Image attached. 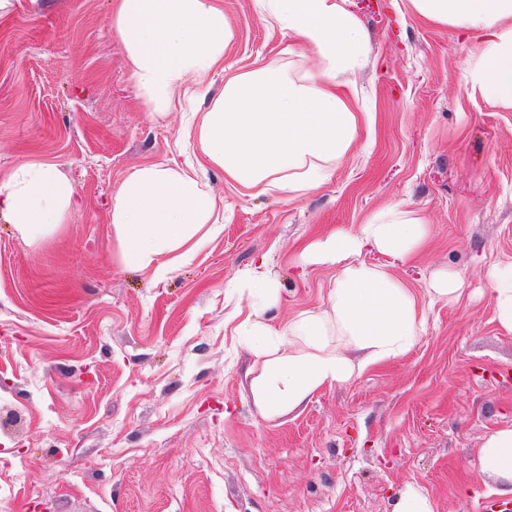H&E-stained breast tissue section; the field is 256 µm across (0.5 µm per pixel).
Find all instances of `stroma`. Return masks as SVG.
<instances>
[{
	"label": "stroma",
	"instance_id": "obj_1",
	"mask_svg": "<svg viewBox=\"0 0 512 512\" xmlns=\"http://www.w3.org/2000/svg\"><path fill=\"white\" fill-rule=\"evenodd\" d=\"M113 0H10L0 19V180L50 162L75 196L59 232L29 243L0 214V512H390L422 488L435 512H479L478 467L512 425V334L490 273L512 262V108L471 91L479 37L418 16L410 0H347L365 33L352 77L371 131L304 197L249 195L207 167L221 229L168 278L112 260V197L145 163L200 158L192 113L229 76L267 62L313 65L300 37L256 0H222L235 40L205 88L146 111L112 31ZM402 204L430 246L391 273L416 291L433 274L460 295L426 305L405 358L268 419L252 355L224 322L248 306L239 272L266 260L282 325L322 304L330 265H296L317 231H356Z\"/></svg>",
	"mask_w": 512,
	"mask_h": 512
}]
</instances>
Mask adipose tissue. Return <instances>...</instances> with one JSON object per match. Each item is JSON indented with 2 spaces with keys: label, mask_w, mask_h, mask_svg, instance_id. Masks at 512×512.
I'll return each instance as SVG.
<instances>
[{
  "label": "adipose tissue",
  "mask_w": 512,
  "mask_h": 512,
  "mask_svg": "<svg viewBox=\"0 0 512 512\" xmlns=\"http://www.w3.org/2000/svg\"><path fill=\"white\" fill-rule=\"evenodd\" d=\"M266 20L300 36L316 69L293 75L268 64L231 76L201 117L197 136L207 164L260 194L304 196L330 177L331 165L358 139L370 115L356 111L355 85L340 75L363 46L346 0H257ZM423 19L486 37L472 86L512 106V0H411ZM112 28L124 45L130 77L152 115L175 108L187 82L203 85L224 63L234 30L221 0H114ZM72 181L55 164L18 167L0 183V213L32 242L58 233L71 206ZM112 242L118 263L163 280L220 222L213 195L196 173L144 164L112 199ZM430 226L401 206L368 216L358 231H329L307 243L299 265L330 264L337 275L326 302L280 327L262 317L280 299L263 264L238 276L252 304L232 329L255 357L249 388L268 418L287 415L327 387L407 356L426 322L415 289L388 265L361 261L365 248L406 264L428 241ZM479 468L512 496V427L491 432Z\"/></svg>",
  "instance_id": "1"
}]
</instances>
